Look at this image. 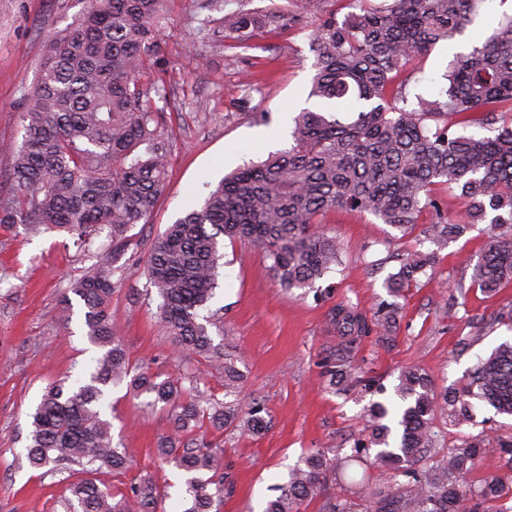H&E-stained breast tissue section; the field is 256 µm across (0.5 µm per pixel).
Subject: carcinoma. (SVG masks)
<instances>
[{"instance_id":"carcinoma-1","label":"carcinoma","mask_w":512,"mask_h":512,"mask_svg":"<svg viewBox=\"0 0 512 512\" xmlns=\"http://www.w3.org/2000/svg\"><path fill=\"white\" fill-rule=\"evenodd\" d=\"M351 11L337 17L328 2ZM166 0H92L75 25L50 38V54L22 113V141L10 145L12 193L0 198V224L33 232H66L89 245L109 229L112 260L90 266L71 291L84 306L89 341L100 349L89 372L68 386L48 385L32 414L25 459L34 470H66L68 512H159L166 486L151 478L118 495L88 475L106 468L115 476L130 466L113 445L105 419L108 388L127 381L147 407L167 410L173 436L159 456L190 475L182 512H212L224 501V449L196 436L208 425L222 431L238 419L237 405L196 390L187 395L178 377L164 379L131 363L112 334L109 308L116 284L113 260L132 245L129 232L151 215L165 189L169 143L166 113L156 83L140 81L154 62L157 27ZM486 0H287L264 18L242 9L224 13V40L248 43L262 27L314 22L310 96L319 100L294 118L293 146L224 177L203 203L157 235L146 259L147 276L161 303L163 334L188 357L224 367L225 394L238 392L240 358L209 334L202 310L219 288L224 238L259 246L286 290L304 289L338 261L339 241L316 227L336 207L369 213L408 234L429 215L425 238L436 246L463 237L469 225L490 218L491 232L472 267V282L485 292L512 283V14L500 18L444 74L446 87L419 97L405 110L407 69L427 48L473 23ZM489 127L491 137L467 133ZM459 192L469 222L442 215L434 186ZM435 263V253L414 251L386 284L398 296ZM397 305H379L367 318L352 306L332 315L349 354L372 331L388 333ZM512 415V345L503 344L475 367L466 386L432 397L428 375L400 377L396 394L399 445L389 441L382 402L368 409V442L343 458L309 454L289 473L265 512H301L326 492L328 473L344 475L351 462H370L385 473L365 512H497L512 483L489 475L465 481L484 451L481 438L431 456L436 409L459 421L472 418L471 392ZM379 450L369 458L370 447ZM355 503L326 497V512H355Z\"/></svg>"}]
</instances>
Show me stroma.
Wrapping results in <instances>:
<instances>
[{"mask_svg": "<svg viewBox=\"0 0 512 512\" xmlns=\"http://www.w3.org/2000/svg\"><path fill=\"white\" fill-rule=\"evenodd\" d=\"M90 7L89 0H0V144L21 143L19 115L36 85L49 37ZM512 0L477 16L454 38L429 47L405 87V108L417 96L442 87L455 56L487 33ZM224 12L212 0H167L157 37L158 64L142 81L164 86L167 124L172 131L166 190L151 216L133 229L137 244L118 258L112 296V331L132 362L165 376L196 379L200 390L224 396V371L188 358L164 336L156 319L160 303L144 273L153 239L185 211L200 204L211 185L249 162L265 158L267 145L256 134L277 130L283 113L306 108L314 70L313 27L303 21L262 34L243 47L224 40ZM319 227L337 237L339 261L306 295L284 291L263 250L224 245V282L208 306L215 342L241 356L243 403H260L266 426L250 432L238 426L211 440L223 443L231 484L220 512H263L286 483L290 468L318 450L346 454L368 438L367 410L390 401L402 371L429 375L435 395L467 383L480 359L503 342L512 343V284L487 294L473 285L472 260L484 248L490 226L471 225L467 234L434 249L422 226L409 234L370 214L343 208L320 216ZM107 234L83 247L76 236L47 232L27 235L21 225L0 227V512H65L66 473L41 475L22 461L31 429V410L42 390L77 377L97 352L84 326V308L73 300L71 321L57 317L64 293L86 267L110 255ZM437 251L432 273L420 276L402 297L395 327L386 338L370 336L351 352L352 372L374 378L377 389L339 392L325 366L340 355V337L331 322L336 306L351 303L370 314L388 300L386 282L408 251ZM107 419L114 442L126 448L132 466L124 475L99 473L98 482L119 491L151 477L167 484L165 512H182L185 474L165 464L157 448L171 433L165 413L145 410L126 385L107 395ZM474 417L457 422L435 415V446L446 449L482 437L485 453L467 479L512 478V462L500 453L512 437V416L481 402Z\"/></svg>", "mask_w": 512, "mask_h": 512, "instance_id": "obj_1", "label": "stroma"}]
</instances>
